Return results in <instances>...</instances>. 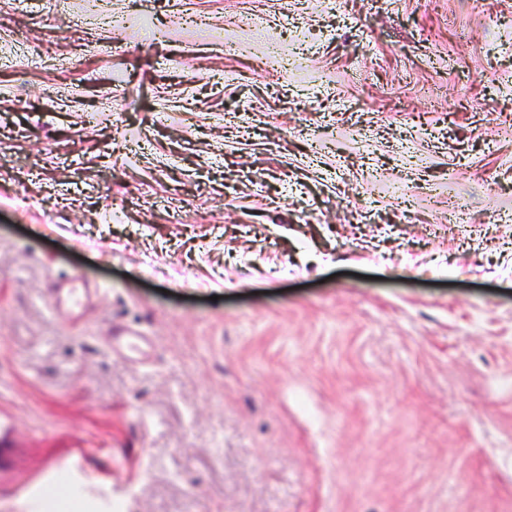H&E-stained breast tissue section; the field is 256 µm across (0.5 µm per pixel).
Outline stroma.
<instances>
[{
    "label": "stroma",
    "instance_id": "1",
    "mask_svg": "<svg viewBox=\"0 0 512 512\" xmlns=\"http://www.w3.org/2000/svg\"><path fill=\"white\" fill-rule=\"evenodd\" d=\"M56 486L512 512V0H0V512ZM52 300L60 306H67L69 311L77 317H82V310L89 302L91 296L99 294V288H90L88 283H82L81 288L73 279H59L49 289ZM101 343L110 350L125 353L131 361L138 362L143 355L144 346L149 343V338L142 336L133 328H113V331L111 328L106 336H101Z\"/></svg>",
    "mask_w": 512,
    "mask_h": 512
}]
</instances>
